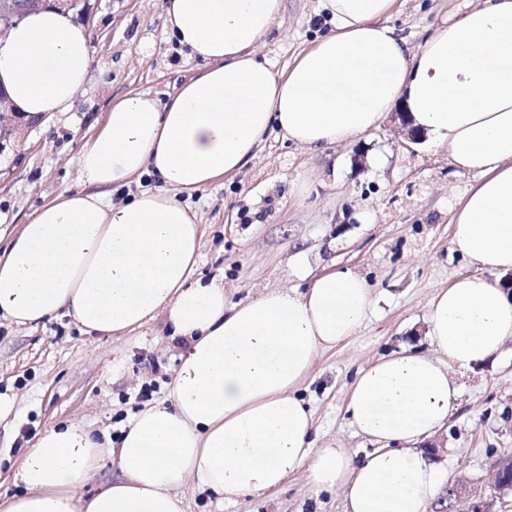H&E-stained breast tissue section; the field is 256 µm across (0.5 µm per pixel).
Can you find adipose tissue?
I'll use <instances>...</instances> for the list:
<instances>
[{
	"instance_id": "1",
	"label": "adipose tissue",
	"mask_w": 512,
	"mask_h": 512,
	"mask_svg": "<svg viewBox=\"0 0 512 512\" xmlns=\"http://www.w3.org/2000/svg\"><path fill=\"white\" fill-rule=\"evenodd\" d=\"M395 3L321 0L330 32L279 71L257 47L282 0H162L167 30L200 68L166 100L113 101L77 155L81 188L36 211L0 255V316L33 328L64 314L114 336L164 315L188 345L172 404L141 411L117 449L76 422L51 428L0 512H184L176 490L191 479L232 502L301 471L316 489L341 490L345 512H426L438 475L409 444L448 421L458 394L449 364L484 365L512 341L502 281L512 272V0H482L415 48L385 22ZM90 79L84 26L54 8L0 38V87L16 111H67ZM397 107L475 177L451 244L479 272L429 304L440 358L406 347L357 372L345 415L374 444L357 461L315 447L313 411L295 389L320 349L356 335L377 303L368 282L332 270L305 291L226 307L223 281L193 275L203 232L182 196L238 173L270 128L320 150ZM142 173L161 189L113 200L114 186ZM105 458L119 480L80 495Z\"/></svg>"
}]
</instances>
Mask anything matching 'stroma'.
Returning a JSON list of instances; mask_svg holds the SVG:
<instances>
[{
  "mask_svg": "<svg viewBox=\"0 0 512 512\" xmlns=\"http://www.w3.org/2000/svg\"><path fill=\"white\" fill-rule=\"evenodd\" d=\"M478 0H396L388 25L418 45ZM319 0H283V25L260 56L291 64L328 31ZM92 77L65 112L21 127L0 153V250L22 224L59 193L76 188V156L113 100L130 91L165 97L199 67L171 39L159 0H89ZM473 182L457 171L446 147L411 140L395 113L351 143L308 151L270 131L256 156L235 175L194 192L204 235L197 277L224 281L226 306L277 288H305L331 268L367 280L382 302L356 336L319 350L301 395L314 411L316 446L343 447L356 458L371 443L348 423L344 406L356 373L379 357L411 346L428 355V304L459 275L476 273L451 248L452 215ZM485 365L448 372L459 389L448 424L413 443L439 472L495 503L512 490L494 486L493 466L512 453V343ZM186 346L170 336L164 316L118 336L82 331L56 316L30 328L0 318V499L20 492L13 474L27 448L48 429L81 420L120 443L146 405H169V385ZM154 390L149 400L140 392ZM185 512H344L341 492L319 491L305 473L274 495L222 502L196 481L178 488Z\"/></svg>",
  "mask_w": 512,
  "mask_h": 512,
  "instance_id": "1",
  "label": "stroma"
}]
</instances>
